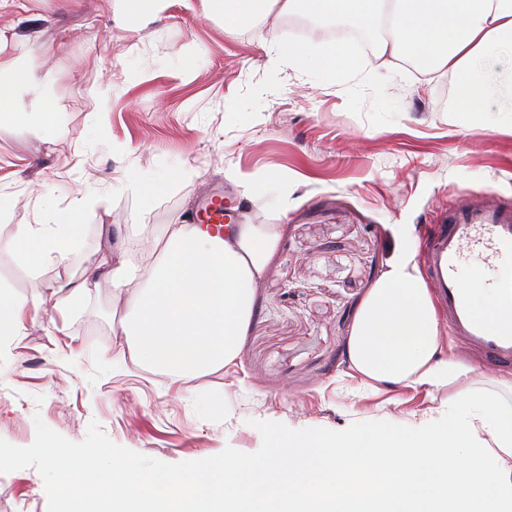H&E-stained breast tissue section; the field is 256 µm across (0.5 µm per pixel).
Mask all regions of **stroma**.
Instances as JSON below:
<instances>
[{
    "mask_svg": "<svg viewBox=\"0 0 512 512\" xmlns=\"http://www.w3.org/2000/svg\"><path fill=\"white\" fill-rule=\"evenodd\" d=\"M0 9L14 107L0 123V287L38 298L52 330L0 338V471L8 512H60L41 453L52 438L70 453L127 459L159 474L264 457L270 435L326 436L389 421L414 430L448 417V394L408 389L359 393L341 381L352 323L393 256L402 228L422 248L428 225L464 193L512 197V135L461 117L454 76L413 63L315 79L281 58L308 35L330 40L317 20L276 30L254 20L233 34L208 0H171L143 25L124 21L123 0H24ZM53 107L43 126L38 114ZM189 165L197 174L172 180ZM163 180L151 199L127 190L126 173ZM250 175L259 191L234 180ZM254 224L278 227L279 247L255 289L237 366L172 389L133 362L115 363L113 323L124 314L100 281L82 308L59 320L54 265L31 267L8 242L44 207L87 208L68 256L74 276L97 265L106 244L143 273L156 239L186 224L215 184Z\"/></svg>",
    "mask_w": 512,
    "mask_h": 512,
    "instance_id": "stroma-1",
    "label": "stroma"
}]
</instances>
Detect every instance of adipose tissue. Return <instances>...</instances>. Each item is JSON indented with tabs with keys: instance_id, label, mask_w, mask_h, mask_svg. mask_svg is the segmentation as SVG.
<instances>
[{
	"instance_id": "obj_1",
	"label": "adipose tissue",
	"mask_w": 512,
	"mask_h": 512,
	"mask_svg": "<svg viewBox=\"0 0 512 512\" xmlns=\"http://www.w3.org/2000/svg\"><path fill=\"white\" fill-rule=\"evenodd\" d=\"M213 2L228 32L257 17L273 25L305 10L320 22L346 19L372 34L391 7L392 25L374 58L460 75L458 112L474 119L491 109L494 128L512 134V0ZM284 54L320 78L362 67L344 43L323 45L312 57L301 38ZM80 214L76 208L62 221L21 225L15 237L31 263L55 265L54 309L75 312L108 278L126 308L113 330L117 361L157 369L177 386L235 366L254 290L278 246L275 225L243 221L217 235L170 224L144 280L127 276L122 256L112 254L77 279L66 259ZM43 311L40 300L0 289V335H22ZM345 375L377 393L401 387L430 396L444 389L450 405L479 413L411 432L374 424L332 438L279 435L263 460L168 475L115 458L99 468L49 440L41 452L61 512H512V382L481 381L446 355L434 292L409 237H402L356 314Z\"/></svg>"
}]
</instances>
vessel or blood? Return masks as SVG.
<instances>
[{"mask_svg": "<svg viewBox=\"0 0 512 512\" xmlns=\"http://www.w3.org/2000/svg\"><path fill=\"white\" fill-rule=\"evenodd\" d=\"M196 221L224 224V195L201 204ZM425 263L450 336L490 370L512 369V202L462 196L431 225Z\"/></svg>", "mask_w": 512, "mask_h": 512, "instance_id": "1", "label": "vessel or blood"}]
</instances>
